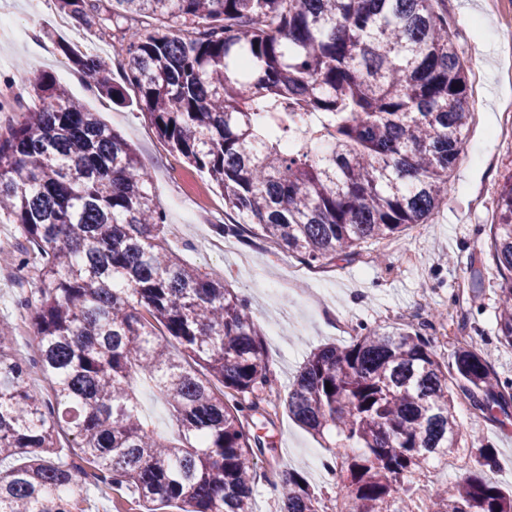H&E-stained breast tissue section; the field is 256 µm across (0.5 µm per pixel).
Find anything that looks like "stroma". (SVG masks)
Listing matches in <instances>:
<instances>
[{
	"label": "stroma",
	"mask_w": 512,
	"mask_h": 512,
	"mask_svg": "<svg viewBox=\"0 0 512 512\" xmlns=\"http://www.w3.org/2000/svg\"><path fill=\"white\" fill-rule=\"evenodd\" d=\"M494 23H486L488 0H444L449 30L472 87L473 118L464 143L473 159H460L451 173L452 192L421 234L363 248L352 260L307 268L301 279H289L299 260L272 249L256 231L223 235L218 225L237 223L220 190L208 176L170 151L144 121L135 98L119 106L88 86L69 63L59 41L103 58L109 43H120L115 21L81 27L61 12L55 0L47 7L32 0H0V11L12 21L0 29V82L15 78L18 67L46 74L64 85L90 111L133 144L151 175V191L165 217L169 246L189 264L223 277L227 287L248 304L259 325L270 379L280 398L306 357L327 343L347 344L364 328L422 325L442 359L458 346V324H465L478 349L490 352L494 370L512 380V349L494 348L497 298L496 268L488 247L495 219V189L512 168V149L495 138L502 114L512 102V51L498 33L512 26V0H498ZM35 288L32 268L0 263V322L11 325L16 355H32L35 336L25 306ZM410 313L402 321V313ZM456 418L463 435L476 445L496 450L492 477L512 488V419L482 416L470 399L455 394ZM263 443L256 457L253 512H281L280 497L271 493L278 470L301 473L322 499L325 512L336 508V483L308 462L324 442L300 428L279 407L263 423L251 426Z\"/></svg>",
	"instance_id": "35a3bbf8"
}]
</instances>
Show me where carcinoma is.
<instances>
[{
	"instance_id": "cac0c4a2",
	"label": "carcinoma",
	"mask_w": 512,
	"mask_h": 512,
	"mask_svg": "<svg viewBox=\"0 0 512 512\" xmlns=\"http://www.w3.org/2000/svg\"><path fill=\"white\" fill-rule=\"evenodd\" d=\"M110 2L155 21L130 34L120 63L144 119L208 174L239 224L302 263L396 238L451 192L472 112L442 0ZM59 9L88 23L99 0ZM59 47L123 99L101 58ZM31 86L39 107L0 131V224L31 245L22 264L36 276L29 362L0 323V461L22 460L0 471V512H82L84 472L59 459L62 432L147 512H251L258 438L246 421L270 382L251 311L168 246L135 149L52 78ZM496 208L495 343L512 348V170ZM33 369L46 390L28 382ZM450 370L474 408L509 417L512 380L484 352L466 342L449 363L418 327L369 329L306 358L286 406L336 459L337 512H414L430 461L461 440ZM136 373L172 409L177 437L146 422ZM459 459L466 475L428 495V512H512V490L486 474L493 450ZM276 477L286 512H323L299 472Z\"/></svg>"
}]
</instances>
